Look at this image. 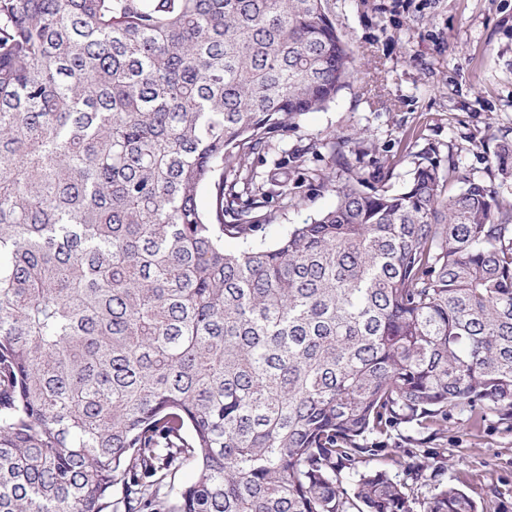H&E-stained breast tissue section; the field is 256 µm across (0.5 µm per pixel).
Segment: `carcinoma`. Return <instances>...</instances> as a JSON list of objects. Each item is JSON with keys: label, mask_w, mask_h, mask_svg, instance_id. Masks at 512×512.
I'll return each instance as SVG.
<instances>
[{"label": "carcinoma", "mask_w": 512, "mask_h": 512, "mask_svg": "<svg viewBox=\"0 0 512 512\" xmlns=\"http://www.w3.org/2000/svg\"><path fill=\"white\" fill-rule=\"evenodd\" d=\"M353 75L325 0H0V512H478L409 482L449 411L512 420V202L366 193L340 140L252 243L243 156ZM415 451L413 448H392L389 450L391 454L382 455L375 457V459L368 461L367 463H360L358 469L360 471L371 469V468H385L390 474L397 480L403 479L402 468H400L396 461H409L411 460V451Z\"/></svg>", "instance_id": "cac0c4a2"}]
</instances>
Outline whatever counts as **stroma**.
Here are the masks:
<instances>
[{"label": "stroma", "mask_w": 512, "mask_h": 512, "mask_svg": "<svg viewBox=\"0 0 512 512\" xmlns=\"http://www.w3.org/2000/svg\"><path fill=\"white\" fill-rule=\"evenodd\" d=\"M328 15L359 74L325 108L276 134L268 151L246 157L270 192L271 223L257 241L272 243L334 206L335 193L310 173H335V138L348 140L349 164L367 187L383 170L382 184L398 192L420 162L444 172L453 161L511 201L512 157L502 172L495 154L512 145V0H328ZM296 153L303 166L284 165ZM430 462L484 512H512V424L492 414L473 430L467 413L451 412Z\"/></svg>", "instance_id": "1"}]
</instances>
